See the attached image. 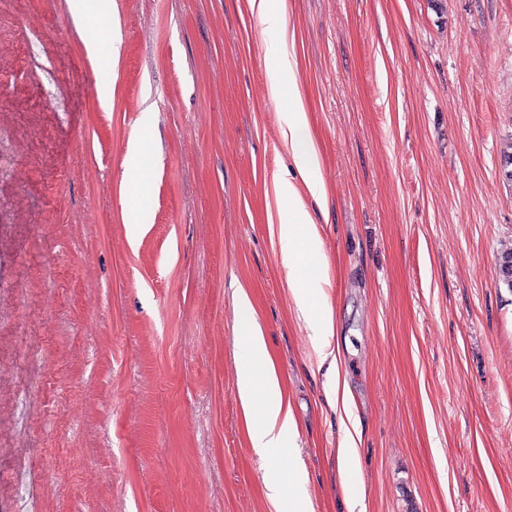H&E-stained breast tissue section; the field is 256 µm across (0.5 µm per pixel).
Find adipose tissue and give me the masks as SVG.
<instances>
[{
  "label": "adipose tissue",
  "instance_id": "1",
  "mask_svg": "<svg viewBox=\"0 0 512 512\" xmlns=\"http://www.w3.org/2000/svg\"><path fill=\"white\" fill-rule=\"evenodd\" d=\"M267 84L271 98L283 95L288 98L283 136L300 177L296 183L281 179L274 182L280 218V253L288 269L294 299L307 319L320 359L333 372L337 369L332 345L335 315L322 289L328 281L327 266L322 262L323 242L306 206L310 198L319 203L325 201L328 189L319 174L320 157L311 133L302 84L295 81L283 86L279 71L273 67L267 71ZM238 319L239 397L248 421L250 445L265 459L279 461L294 454L290 442L296 431L293 412L269 360L267 341L248 294L239 298ZM265 488L271 500L284 505L285 512H302L307 491L303 476L296 469L267 480Z\"/></svg>",
  "mask_w": 512,
  "mask_h": 512
}]
</instances>
